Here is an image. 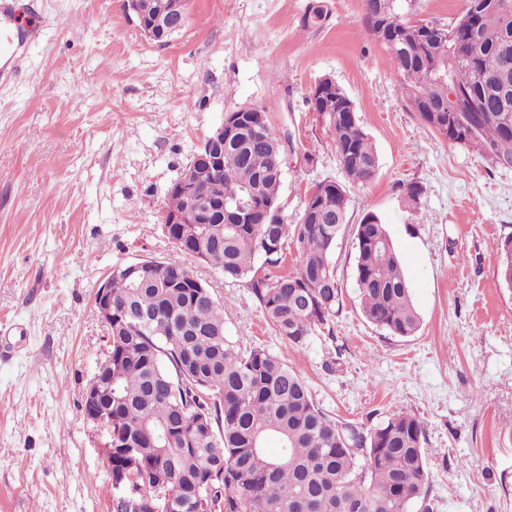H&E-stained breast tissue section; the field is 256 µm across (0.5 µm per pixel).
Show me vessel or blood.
Segmentation results:
<instances>
[{
	"mask_svg": "<svg viewBox=\"0 0 512 512\" xmlns=\"http://www.w3.org/2000/svg\"><path fill=\"white\" fill-rule=\"evenodd\" d=\"M16 0H0V82L9 83L19 61L36 45L43 32L40 23L15 21Z\"/></svg>",
	"mask_w": 512,
	"mask_h": 512,
	"instance_id": "b4317fda",
	"label": "vessel or blood"
}]
</instances>
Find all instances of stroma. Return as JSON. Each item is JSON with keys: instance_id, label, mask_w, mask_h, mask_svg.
<instances>
[{"instance_id": "obj_1", "label": "stroma", "mask_w": 512, "mask_h": 512, "mask_svg": "<svg viewBox=\"0 0 512 512\" xmlns=\"http://www.w3.org/2000/svg\"><path fill=\"white\" fill-rule=\"evenodd\" d=\"M45 39L0 87V512H112L106 437L81 395L109 348L94 306L118 265L170 257L167 192L226 112L265 110L291 133L280 204L298 223L309 189L344 181L309 92L332 78L379 156L348 187L403 262L421 325L366 321L351 232L334 253L342 305L297 349L242 280L194 257L226 335L283 357L333 418L367 428L406 411L426 423L425 503L411 512H512V287L496 244L512 233V168L449 144L413 112L367 32L363 0H190L169 42L147 40L126 0H17ZM420 185L417 208L402 189Z\"/></svg>"}]
</instances>
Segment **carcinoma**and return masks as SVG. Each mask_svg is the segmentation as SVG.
Masks as SVG:
<instances>
[{"label":"carcinoma","mask_w":512,"mask_h":512,"mask_svg":"<svg viewBox=\"0 0 512 512\" xmlns=\"http://www.w3.org/2000/svg\"><path fill=\"white\" fill-rule=\"evenodd\" d=\"M412 0H364L363 22L389 54L391 71L420 119L448 143L512 167V0H465L453 22L423 33ZM343 173L367 182L375 145L353 112L325 113ZM285 146L255 113L224 140V220L179 225L225 277L246 281L289 345L307 346L333 320L341 288L333 253L349 223L346 185L315 184L299 223L278 203ZM207 190L212 167L193 160ZM355 282L363 316L396 336L421 324L406 274L380 217L355 225ZM291 242L293 274L271 276ZM133 278L112 271V512H409L426 494V425L399 412L364 429L326 414L306 383L260 346L225 334L224 314L184 256ZM501 279L512 285V234L497 243ZM275 439L280 453L270 455Z\"/></svg>","instance_id":"obj_1"}]
</instances>
